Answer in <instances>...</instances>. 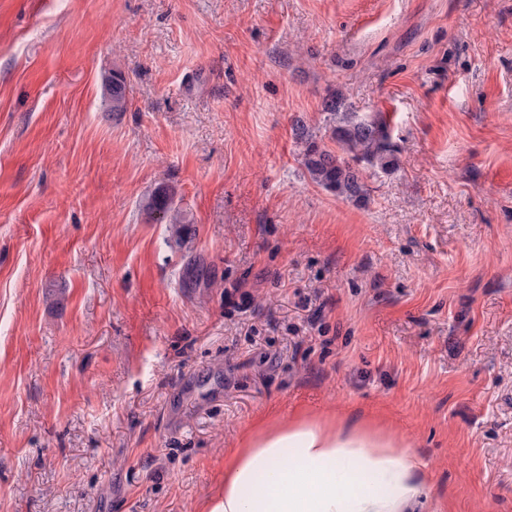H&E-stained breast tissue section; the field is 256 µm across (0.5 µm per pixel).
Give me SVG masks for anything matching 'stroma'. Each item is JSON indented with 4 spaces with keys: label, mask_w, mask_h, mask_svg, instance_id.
<instances>
[{
    "label": "stroma",
    "mask_w": 512,
    "mask_h": 512,
    "mask_svg": "<svg viewBox=\"0 0 512 512\" xmlns=\"http://www.w3.org/2000/svg\"><path fill=\"white\" fill-rule=\"evenodd\" d=\"M331 87L398 148L364 206L293 139ZM270 408L512 512V0H0V512H210ZM110 91V112H126L129 103V87L121 72L112 73ZM177 189L169 183H162L144 204V212L149 220L160 224H170L166 243L182 248L192 235V220L186 211L175 206Z\"/></svg>",
    "instance_id": "1"
}]
</instances>
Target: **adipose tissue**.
<instances>
[{"label":"adipose tissue","instance_id":"adipose-tissue-1","mask_svg":"<svg viewBox=\"0 0 512 512\" xmlns=\"http://www.w3.org/2000/svg\"><path fill=\"white\" fill-rule=\"evenodd\" d=\"M426 465L366 418L266 411L224 462L212 512H421Z\"/></svg>","mask_w":512,"mask_h":512}]
</instances>
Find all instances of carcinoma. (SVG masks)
<instances>
[{"mask_svg":"<svg viewBox=\"0 0 512 512\" xmlns=\"http://www.w3.org/2000/svg\"><path fill=\"white\" fill-rule=\"evenodd\" d=\"M110 111L125 112L129 103V87L120 72L112 74ZM322 112L331 127V139L336 143L333 151L320 143L317 135L300 117L293 120L292 133L300 147L301 165L317 186L338 198L365 206L370 189L362 171L391 173L399 163L391 142L389 122L381 115L361 117L344 111V95L328 90L322 101ZM177 189L169 183L159 185L144 204L148 219L169 225L166 243L183 247L192 235V220L186 211L175 206Z\"/></svg>","mask_w":512,"mask_h":512,"instance_id":"carcinoma-1","label":"carcinoma"}]
</instances>
